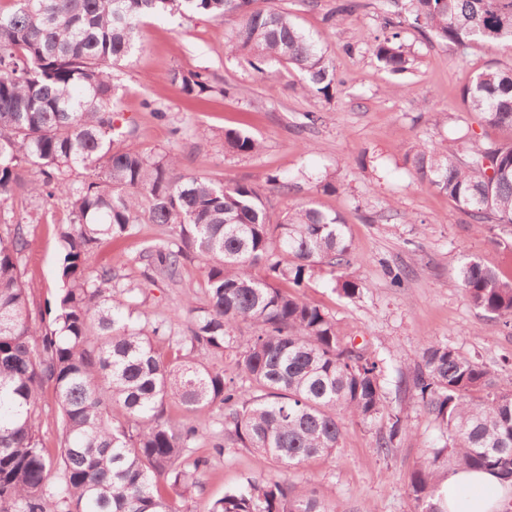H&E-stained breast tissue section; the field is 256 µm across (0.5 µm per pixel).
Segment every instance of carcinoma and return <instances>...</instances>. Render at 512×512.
I'll return each instance as SVG.
<instances>
[{"instance_id":"obj_1","label":"carcinoma","mask_w":512,"mask_h":512,"mask_svg":"<svg viewBox=\"0 0 512 512\" xmlns=\"http://www.w3.org/2000/svg\"><path fill=\"white\" fill-rule=\"evenodd\" d=\"M256 0H13L0 11V202L20 185L25 166L44 174L31 192L69 199L71 219L57 227L64 288L50 324L36 321L20 262L28 241L17 224L0 225V512H176L202 486L209 458L192 445L213 413L224 436L288 471L340 448L344 420H385L376 439L387 455L411 428L386 405V361L357 344L320 307L277 286L304 288L327 270L344 297L364 288L347 270L359 261L344 217L314 207L271 220L248 181L186 176L175 156L114 147L112 66L136 47L140 26L158 15L239 17L229 52L254 70L278 62L300 71L301 90L331 102L335 67L319 38L288 11ZM362 0H336L326 16L351 17ZM464 56L476 43L512 49V0H387L373 52L394 76L413 59L404 27ZM266 73V72H264ZM273 78L275 73L268 72ZM188 96L214 91L206 74L176 73ZM461 101L489 139L473 128L463 149L433 146L408 160L420 183L445 195L471 223L512 229V65H489L462 88ZM224 147L251 154L260 142L224 133ZM82 169L79 181L70 179ZM164 224L174 235L146 245L145 280L175 277L189 257L206 267V303L187 307V335L168 319L137 310L139 286L120 287L112 269L84 274L86 254L103 236ZM471 307L512 326V280L475 259L458 269ZM254 328L244 349L232 332ZM232 358L250 381L238 386L210 357ZM53 386L59 448L39 436L41 389ZM396 391L411 393L439 424L408 477L416 512H447L439 494L448 470H483L512 482V391H499L477 358L424 341ZM170 401L194 423L166 415ZM288 477H251L211 503L209 512H329Z\"/></svg>"}]
</instances>
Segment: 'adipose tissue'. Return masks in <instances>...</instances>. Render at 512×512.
<instances>
[{
  "instance_id": "adipose-tissue-1",
  "label": "adipose tissue",
  "mask_w": 512,
  "mask_h": 512,
  "mask_svg": "<svg viewBox=\"0 0 512 512\" xmlns=\"http://www.w3.org/2000/svg\"><path fill=\"white\" fill-rule=\"evenodd\" d=\"M448 512H505L512 486L486 471H455L441 485Z\"/></svg>"
}]
</instances>
